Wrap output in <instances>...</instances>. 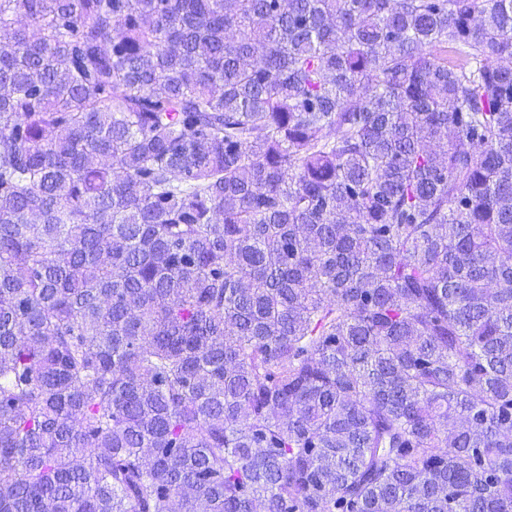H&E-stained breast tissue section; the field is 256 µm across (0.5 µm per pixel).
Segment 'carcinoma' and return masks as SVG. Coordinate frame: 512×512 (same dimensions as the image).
I'll use <instances>...</instances> for the list:
<instances>
[{"label":"carcinoma","mask_w":512,"mask_h":512,"mask_svg":"<svg viewBox=\"0 0 512 512\" xmlns=\"http://www.w3.org/2000/svg\"><path fill=\"white\" fill-rule=\"evenodd\" d=\"M0 31V512H512V0Z\"/></svg>","instance_id":"1"}]
</instances>
